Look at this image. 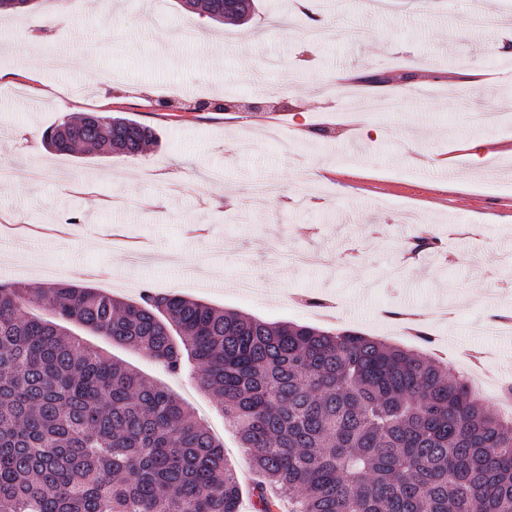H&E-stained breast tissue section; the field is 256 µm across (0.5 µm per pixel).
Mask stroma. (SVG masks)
Instances as JSON below:
<instances>
[{"instance_id":"obj_1","label":"stroma","mask_w":512,"mask_h":512,"mask_svg":"<svg viewBox=\"0 0 512 512\" xmlns=\"http://www.w3.org/2000/svg\"><path fill=\"white\" fill-rule=\"evenodd\" d=\"M310 4L324 6L330 30L318 42L292 0H260L240 26L178 0H36L0 20V280L37 286L49 281L44 268H58L128 301L148 287L316 327L322 316L293 297L325 295L337 305L333 328L392 343L406 337L385 308L412 309L430 318L432 347L450 366L465 369L462 353L476 349L512 377V337L472 331L512 307V289L498 286L512 272V127L468 118L512 105V66L498 51L512 0H390L379 12L366 0ZM376 71L390 81L366 86L361 134L319 136L346 110L341 85ZM103 79L114 87L107 105ZM228 99L248 111L224 110ZM70 109L122 114L153 127L158 143L137 157L47 152L39 133ZM471 138L485 143L482 163L460 155L453 170L439 168ZM75 213L81 223H70ZM452 225L479 236L444 241L389 277L406 242ZM292 250L325 262L290 267L282 256ZM449 302L451 321L433 320ZM78 335L165 384L246 469L247 450L190 374Z\"/></svg>"}]
</instances>
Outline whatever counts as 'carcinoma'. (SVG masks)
Returning a JSON list of instances; mask_svg holds the SVG:
<instances>
[{
  "label": "carcinoma",
  "instance_id": "1",
  "mask_svg": "<svg viewBox=\"0 0 512 512\" xmlns=\"http://www.w3.org/2000/svg\"><path fill=\"white\" fill-rule=\"evenodd\" d=\"M245 24L256 0H195ZM58 154L136 156L126 117L79 112ZM419 237L411 254L438 251ZM77 323L200 386L250 451L254 512H512V418L448 360L357 331L269 323L149 289L0 281V503L10 512H240L224 445L164 386L85 344Z\"/></svg>",
  "mask_w": 512,
  "mask_h": 512
}]
</instances>
